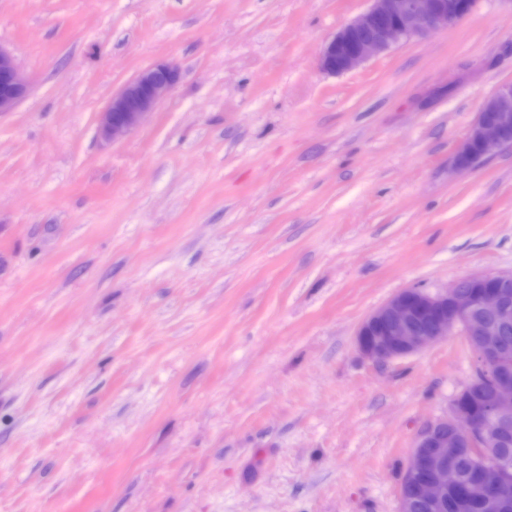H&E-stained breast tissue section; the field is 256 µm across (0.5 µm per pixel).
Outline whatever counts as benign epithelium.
Here are the masks:
<instances>
[{
    "label": "benign epithelium",
    "mask_w": 512,
    "mask_h": 512,
    "mask_svg": "<svg viewBox=\"0 0 512 512\" xmlns=\"http://www.w3.org/2000/svg\"><path fill=\"white\" fill-rule=\"evenodd\" d=\"M475 0H372L371 7L343 26L321 52L320 69L351 72L396 43L423 37L469 14ZM179 81L177 67L157 62L125 83L98 116V132L116 140L138 128ZM30 81L11 52L0 46V113L12 112L29 95ZM512 83L488 97L454 158L465 170L512 148ZM512 326V272L471 274L440 291L406 288L359 325L356 344L367 359L384 363L413 355L456 332L475 355L469 381L454 396L448 415L428 421L409 455L399 494V512L419 500L444 512L448 496H476L490 512L512 479V459L494 456L512 435V349L504 341ZM473 459L464 482L463 450Z\"/></svg>",
    "instance_id": "1"
}]
</instances>
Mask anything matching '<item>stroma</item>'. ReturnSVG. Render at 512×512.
Segmentation results:
<instances>
[{
  "label": "stroma",
  "instance_id": "35a3bbf8",
  "mask_svg": "<svg viewBox=\"0 0 512 512\" xmlns=\"http://www.w3.org/2000/svg\"><path fill=\"white\" fill-rule=\"evenodd\" d=\"M370 0H0V512H398L454 334L376 364L398 291L512 271V149L455 151L512 81V0L349 73ZM175 89L113 141L140 70ZM30 81L11 52L0 45V113L12 112L29 95ZM179 81L177 67L157 62L125 83L98 116V132L114 141L138 128Z\"/></svg>",
  "mask_w": 512,
  "mask_h": 512
}]
</instances>
